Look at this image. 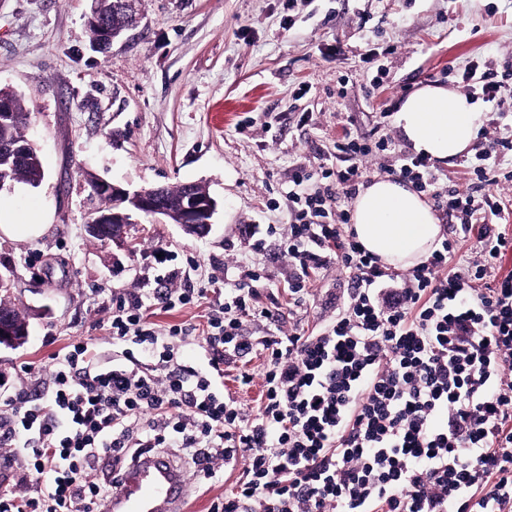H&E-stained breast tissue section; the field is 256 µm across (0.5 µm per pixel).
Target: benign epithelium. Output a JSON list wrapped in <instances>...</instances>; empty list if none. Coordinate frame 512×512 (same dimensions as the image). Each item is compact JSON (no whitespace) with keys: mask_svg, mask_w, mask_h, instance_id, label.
<instances>
[{"mask_svg":"<svg viewBox=\"0 0 512 512\" xmlns=\"http://www.w3.org/2000/svg\"><path fill=\"white\" fill-rule=\"evenodd\" d=\"M94 189L112 195V214H100L87 225V232L108 241L123 242L127 225L123 209L130 205L156 224H166L170 218V208L164 205L165 190L162 187L129 191L103 178L93 181ZM217 210V201L210 195L203 197L190 195L181 202L177 224L190 235H204L210 232L212 218ZM0 330L3 335H29L28 327L18 325L11 317L0 313Z\"/></svg>","mask_w":512,"mask_h":512,"instance_id":"7a95c632","label":"benign epithelium"}]
</instances>
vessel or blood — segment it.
Returning a JSON list of instances; mask_svg holds the SVG:
<instances>
[{
  "mask_svg": "<svg viewBox=\"0 0 512 512\" xmlns=\"http://www.w3.org/2000/svg\"><path fill=\"white\" fill-rule=\"evenodd\" d=\"M195 492L173 459L144 455L119 477L112 512H186Z\"/></svg>",
  "mask_w": 512,
  "mask_h": 512,
  "instance_id": "1",
  "label": "vessel or blood"
}]
</instances>
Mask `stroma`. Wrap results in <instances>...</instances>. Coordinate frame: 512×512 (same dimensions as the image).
<instances>
[{"label": "stroma", "mask_w": 512, "mask_h": 512, "mask_svg": "<svg viewBox=\"0 0 512 512\" xmlns=\"http://www.w3.org/2000/svg\"><path fill=\"white\" fill-rule=\"evenodd\" d=\"M138 23L107 50L86 25L90 0H0V87L15 90L31 116L26 135L45 178L13 183L0 204L43 213L29 240L0 236V271L12 272L14 299L28 323L18 348L0 345V373L45 399L49 356L73 338L103 352L113 298L156 287L169 266L194 259L185 287L206 288L202 306L159 313V324L197 322L242 271L266 276L261 302L287 327L316 331L348 297V277L328 264L309 277L305 305L288 302L295 270L279 245L290 222L298 171L336 161L344 134L379 128L395 143L367 162L386 176L408 144L393 114L426 85L456 89L466 65L491 60L512 73V0H136ZM387 74L375 81L378 65ZM389 118H381L382 110ZM137 190L206 186L218 208L209 234L184 233L134 215L125 243L86 231L102 206L89 176ZM275 232H268V225ZM262 238L260 250L247 248ZM154 244L172 265L145 255ZM31 366L32 374L21 371ZM253 375L240 385V369ZM256 356L226 364L224 390L248 410L263 390Z\"/></svg>", "instance_id": "stroma-1"}]
</instances>
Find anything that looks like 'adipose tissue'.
Masks as SVG:
<instances>
[{
	"instance_id": "ef3b65f1",
	"label": "adipose tissue",
	"mask_w": 512,
	"mask_h": 512,
	"mask_svg": "<svg viewBox=\"0 0 512 512\" xmlns=\"http://www.w3.org/2000/svg\"><path fill=\"white\" fill-rule=\"evenodd\" d=\"M397 124L415 152L447 161L469 149L480 114L468 97L429 85L404 99ZM352 229L367 251L395 268L420 263L436 248L442 232L424 196L390 177L373 179L356 196Z\"/></svg>"
}]
</instances>
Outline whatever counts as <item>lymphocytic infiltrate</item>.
<instances>
[{"label": "lymphocytic infiltrate", "mask_w": 512, "mask_h": 512, "mask_svg": "<svg viewBox=\"0 0 512 512\" xmlns=\"http://www.w3.org/2000/svg\"><path fill=\"white\" fill-rule=\"evenodd\" d=\"M389 146L383 136L337 141L345 199L365 159ZM505 150L511 124L495 127L462 191L444 190L428 156H402L399 178L457 220L454 237L404 273L363 248L331 190L297 196L281 243L296 270L290 299L306 302L320 266L349 274L347 303L319 333L243 335V318L271 315L256 304L265 287L257 269L202 326L152 320L206 296L176 287V269L167 287L114 298L112 357L72 340L51 356L44 401L21 390L0 401V453L24 444L36 482L1 492L0 512H96L131 460L171 449L204 484L239 470L210 512H512V274L487 277L512 251V199L489 188L512 183V167L498 163ZM471 238L479 259L466 274L449 271ZM190 340L203 369L178 361L177 344ZM252 354L263 358L264 393L249 411L225 395L224 366Z\"/></svg>", "instance_id": "lymphocytic-infiltrate-1"}]
</instances>
